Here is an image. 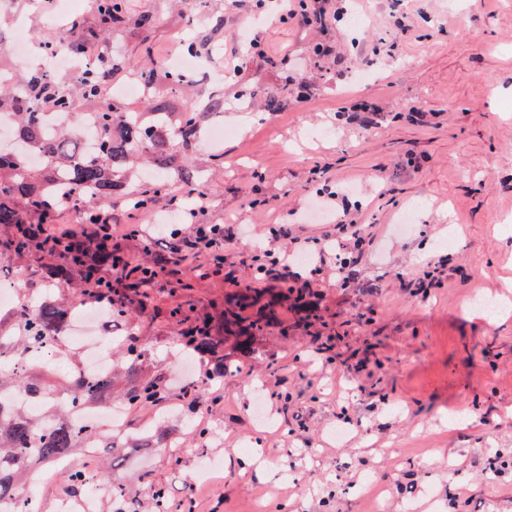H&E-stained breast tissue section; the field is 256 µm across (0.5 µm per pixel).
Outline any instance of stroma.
Returning <instances> with one entry per match:
<instances>
[{"mask_svg": "<svg viewBox=\"0 0 512 512\" xmlns=\"http://www.w3.org/2000/svg\"><path fill=\"white\" fill-rule=\"evenodd\" d=\"M130 6L159 16L148 50L121 30L109 48L135 63L176 54L185 22L170 0ZM208 11L224 26L203 87L223 91L224 123L237 130L208 194L207 221L230 239L223 270L213 274L204 251L170 263L141 290L149 318L115 322L172 389L161 403L124 406L119 440L131 449L120 464L75 460L93 475L85 493L122 488L127 512H154L158 489L167 512H512V311L488 319L466 306L512 299V0H352L324 34L291 18L250 25L224 0ZM246 28L259 48L242 43ZM326 38L342 68L315 54ZM306 74L312 95L300 102L286 82ZM251 84L264 96L244 95ZM362 101L381 109L373 126L354 109ZM411 204L414 230H396ZM171 207L166 196L141 216L117 209L140 232L115 248L138 262L163 257L154 227ZM337 219L365 242L346 272L333 247L319 275L298 267L315 319L298 324L280 297L278 323L255 336L252 357L225 343L233 373L214 379L201 353L192 373L181 370L182 330L221 324L228 294L274 287L255 280L250 239L309 249ZM437 266L442 287H418ZM178 278L189 286L175 295ZM192 378L205 384L201 411L181 397ZM257 386L275 426L254 419ZM339 427L351 431L342 443L331 438ZM159 428L173 452L142 447ZM208 459L221 462L220 479L186 501L184 485ZM367 481L378 502L362 496Z\"/></svg>", "mask_w": 512, "mask_h": 512, "instance_id": "35a3bbf8", "label": "stroma"}]
</instances>
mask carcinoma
I'll return each mask as SVG.
<instances>
[{
  "mask_svg": "<svg viewBox=\"0 0 512 512\" xmlns=\"http://www.w3.org/2000/svg\"><path fill=\"white\" fill-rule=\"evenodd\" d=\"M129 0H92L90 16L71 17L65 28L41 26L35 31V45L44 50L62 49L82 56L90 44L106 42L108 36L125 29L133 36L151 31L158 16L151 10L131 15ZM208 23L195 27V36L183 43L189 54L208 55L214 34L224 25L221 17H207ZM131 66L125 58L103 53L84 71L72 89L39 70L24 75L0 67V113L8 112L17 129L19 147L7 155L0 154V226L6 237L0 250L19 256L53 255L55 265L44 268L41 282L53 287L76 268L84 284L83 295L92 300L106 292L115 297L118 316L146 315L144 309L131 311L127 296L146 281L143 269L131 265L121 252L112 249V240L98 233H88L81 225L103 224L114 199L123 200L132 212L148 209L153 199L171 192L174 183L188 202L207 194V181L189 159L201 141L202 119L224 112V94L213 91L197 96L181 108L172 109V101L189 93L197 78L156 65L135 68V79L146 89V111L134 112L121 100L92 113L97 124V150L87 153L74 139V133L51 137L45 133L47 113L67 112L82 123L87 109L101 104L104 76ZM40 151L44 162L38 166L28 161V152ZM70 202L77 228L69 237L48 239L33 232L37 224H55ZM264 299L262 290L250 288L244 296L228 301L224 311V335H215L207 324H196L183 331L185 345L192 351L209 355L215 374L224 376V342L233 338L240 352L252 354L251 342L272 320L264 314L248 319L241 314L246 304ZM71 318L68 304L46 299L38 305L20 298L11 317L0 316V354L21 356L38 340L53 342L54 354L71 363L75 353L64 339ZM144 353L128 339L123 361L111 377H67L68 387L55 399L62 414L53 419L32 417L19 406L0 404V499L11 497L21 503L18 512H27L18 478L33 459L55 464L64 457L71 459L87 448V441L100 442V453L114 456L121 452L111 437L94 434L88 424L70 419V407H93L112 397L118 377L125 380V396L132 404L148 403L161 397L155 380L141 373ZM33 364L18 371L0 372V393L10 387L29 398L44 401L52 398L33 375Z\"/></svg>",
  "mask_w": 512,
  "mask_h": 512,
  "instance_id": "1",
  "label": "carcinoma"
}]
</instances>
